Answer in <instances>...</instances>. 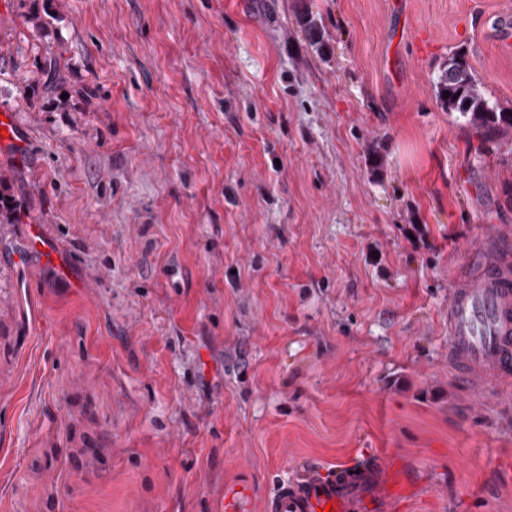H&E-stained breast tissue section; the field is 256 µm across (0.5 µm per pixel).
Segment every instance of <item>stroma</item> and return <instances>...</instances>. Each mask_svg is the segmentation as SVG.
<instances>
[{
	"instance_id": "1",
	"label": "stroma",
	"mask_w": 512,
	"mask_h": 512,
	"mask_svg": "<svg viewBox=\"0 0 512 512\" xmlns=\"http://www.w3.org/2000/svg\"><path fill=\"white\" fill-rule=\"evenodd\" d=\"M512 0H0V512H264L394 455L386 510L512 512V394L448 366L467 248L512 234ZM54 58L59 78L44 72ZM44 225L72 284L18 268ZM436 88L445 109L458 112L466 124L484 135L512 128V112L498 109L496 104H491L485 98L480 91V82L461 55L453 53L448 56ZM446 92H449V96H446ZM1 113L8 119V122H5L0 118V127L6 129V132H2V136H0V154L2 156L12 151H19L26 148L27 136L24 131L20 130L19 127L15 125L11 113Z\"/></svg>"
}]
</instances>
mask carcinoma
Here are the masks:
<instances>
[{"label":"carcinoma","instance_id":"1","mask_svg":"<svg viewBox=\"0 0 512 512\" xmlns=\"http://www.w3.org/2000/svg\"><path fill=\"white\" fill-rule=\"evenodd\" d=\"M437 96L444 108L458 113L466 124L485 135L512 128V112L497 108L485 98L480 91V82L459 54H451L443 64ZM20 220V213L0 192V222L16 224Z\"/></svg>","mask_w":512,"mask_h":512}]
</instances>
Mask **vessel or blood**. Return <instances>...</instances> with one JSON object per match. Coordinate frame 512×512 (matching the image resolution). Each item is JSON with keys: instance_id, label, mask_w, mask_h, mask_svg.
<instances>
[{"instance_id": "obj_1", "label": "vessel or blood", "mask_w": 512, "mask_h": 512, "mask_svg": "<svg viewBox=\"0 0 512 512\" xmlns=\"http://www.w3.org/2000/svg\"><path fill=\"white\" fill-rule=\"evenodd\" d=\"M0 133V154L27 146V136L14 122L4 124ZM22 269L32 262L52 269L58 277L70 274L56 244L41 225L31 224L12 256ZM469 270L453 282L448 297V364L474 392L495 389L512 391V244L499 233L470 250ZM386 458L375 465L349 464L331 478L307 481L301 488L281 486L267 503V512H356L360 489L380 470L388 468Z\"/></svg>"}]
</instances>
